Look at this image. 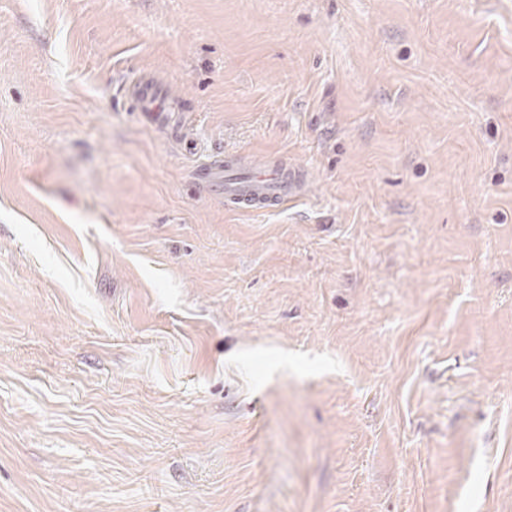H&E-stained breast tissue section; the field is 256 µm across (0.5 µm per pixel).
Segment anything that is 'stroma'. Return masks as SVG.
I'll return each instance as SVG.
<instances>
[{
	"mask_svg": "<svg viewBox=\"0 0 512 512\" xmlns=\"http://www.w3.org/2000/svg\"><path fill=\"white\" fill-rule=\"evenodd\" d=\"M0 512H512V0H0ZM136 103L140 112H170L162 109L166 96L161 87L147 74L141 75L137 83ZM197 170L200 183L224 194L231 209L255 211L275 208L296 197L302 181L291 169L279 165H238L235 154L217 153Z\"/></svg>",
	"mask_w": 512,
	"mask_h": 512,
	"instance_id": "obj_1",
	"label": "stroma"
}]
</instances>
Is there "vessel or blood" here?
I'll return each instance as SVG.
<instances>
[{"label": "vessel or blood", "mask_w": 512, "mask_h": 512, "mask_svg": "<svg viewBox=\"0 0 512 512\" xmlns=\"http://www.w3.org/2000/svg\"><path fill=\"white\" fill-rule=\"evenodd\" d=\"M165 93L153 78L141 75L137 83L136 103L139 111L158 112ZM200 183L222 192L225 204L232 209L265 210L286 204L300 190V176L278 165L243 167L237 155L218 153L197 171Z\"/></svg>", "instance_id": "b4317fda"}]
</instances>
